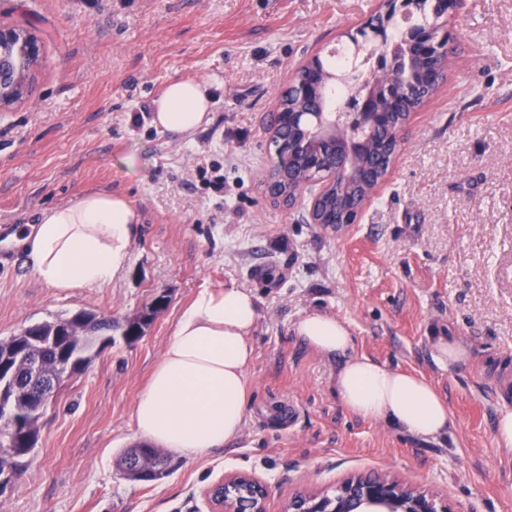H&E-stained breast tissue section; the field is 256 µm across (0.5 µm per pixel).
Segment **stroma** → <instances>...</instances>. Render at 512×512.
Returning <instances> with one entry per match:
<instances>
[{"instance_id":"obj_1","label":"stroma","mask_w":512,"mask_h":512,"mask_svg":"<svg viewBox=\"0 0 512 512\" xmlns=\"http://www.w3.org/2000/svg\"><path fill=\"white\" fill-rule=\"evenodd\" d=\"M378 0H0V23L31 24L45 47L31 100L0 109V340L87 311L111 339L71 373L41 418L34 453L0 485V512H208L229 473L294 493L386 472L449 512H512V459L496 413L512 405V0H461L445 24L446 79L403 133L359 224L308 223L265 193L268 124L298 64L328 53ZM174 79L207 83L212 120L192 138L147 108ZM223 175L224 189L207 184ZM125 195L139 219L126 268L107 285L55 288L20 241L43 211L84 192ZM253 293L260 319L242 434L154 482L123 478L139 444L133 408L181 311L205 288ZM165 305L134 341L123 325ZM320 310L349 327L353 353L419 373L446 397L451 436L420 442L336 397L334 363L296 333ZM461 337L448 371L431 336Z\"/></svg>"}]
</instances>
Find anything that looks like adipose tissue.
<instances>
[{"instance_id": "obj_1", "label": "adipose tissue", "mask_w": 512, "mask_h": 512, "mask_svg": "<svg viewBox=\"0 0 512 512\" xmlns=\"http://www.w3.org/2000/svg\"><path fill=\"white\" fill-rule=\"evenodd\" d=\"M211 99L192 81H171L154 103L153 124L175 136L209 119ZM136 213L117 193L94 190L45 210L22 240L25 263L56 288L100 287L127 263ZM260 315L254 294L227 284L201 290L177 319L132 415L147 443L200 458L238 438L250 394L254 360L250 336ZM297 331L324 357L336 360L333 387L349 410L413 439L435 442L455 421L446 399L423 376L361 354L336 316L312 312Z\"/></svg>"}]
</instances>
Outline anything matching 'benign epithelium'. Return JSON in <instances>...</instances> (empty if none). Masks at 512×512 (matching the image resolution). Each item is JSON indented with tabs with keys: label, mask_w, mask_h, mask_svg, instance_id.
Returning a JSON list of instances; mask_svg holds the SVG:
<instances>
[{
	"label": "benign epithelium",
	"mask_w": 512,
	"mask_h": 512,
	"mask_svg": "<svg viewBox=\"0 0 512 512\" xmlns=\"http://www.w3.org/2000/svg\"><path fill=\"white\" fill-rule=\"evenodd\" d=\"M421 7L419 0H382L378 9L369 14L357 26L343 31L339 38H345L359 50L367 41L381 43L387 28L380 20L390 15L403 20L409 19ZM402 36L419 44L415 58L427 62L440 53V41L425 40L414 26H407ZM43 60V43L32 32L19 26L0 24V107L9 105L4 93L20 89L22 96L34 93L31 72ZM321 57L314 55L303 62L289 82L287 90L279 96L272 112L268 129L269 137L278 139L283 151H275L270 167L263 181L267 195L284 206L295 205L311 184L299 179V173L331 166L319 187L310 193L309 217L311 223L333 230H344L357 223L363 209L370 201L378 186L384 181L398 148L407 119L398 112H389L385 103L410 89L394 79L396 66L388 56L376 64L377 79L364 93L346 99L334 112H304L291 108L288 97L298 99L299 104L316 106L328 91L331 81L337 76L322 71L318 80L304 76L307 69L319 70ZM377 130L385 135V141L393 144V151L369 154V142L360 138L366 130ZM344 173L365 190L363 197H348L339 208L331 210L330 217L322 214L325 194L336 183V173ZM44 342L37 341L34 348L15 349L16 362L23 363L33 376L42 379L36 390V397L48 403L56 394L58 382L67 377L72 364L59 361L48 369L37 347ZM241 482L253 483L259 490L247 508L240 506L232 497L219 498L218 487H231ZM268 484L248 474H228L211 485L206 496L212 512H267ZM325 497L310 494L304 501L292 508V512H323ZM334 512H448V506L433 494L413 487L395 478L381 475H367L360 482L339 491L334 499Z\"/></svg>",
	"instance_id": "obj_1"
}]
</instances>
